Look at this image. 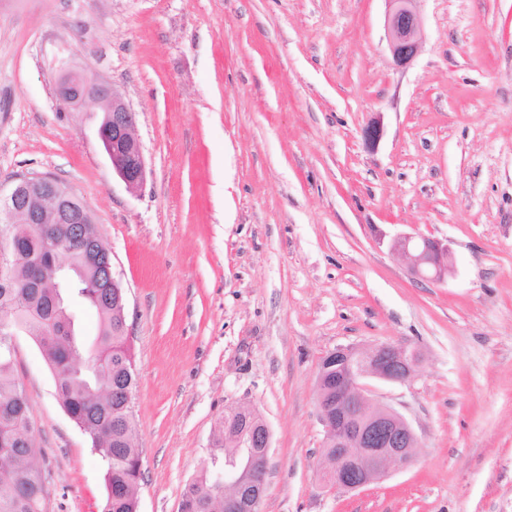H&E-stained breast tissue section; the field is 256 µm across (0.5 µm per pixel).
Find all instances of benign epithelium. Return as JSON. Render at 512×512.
<instances>
[{
  "instance_id": "obj_1",
  "label": "benign epithelium",
  "mask_w": 512,
  "mask_h": 512,
  "mask_svg": "<svg viewBox=\"0 0 512 512\" xmlns=\"http://www.w3.org/2000/svg\"><path fill=\"white\" fill-rule=\"evenodd\" d=\"M385 30L395 65L411 63L418 52L420 16L409 7L412 0H388ZM61 101L79 106L87 98L101 104L102 118L96 137L112 164V172L132 191L146 179V165L136 137V113L120 93L88 76L84 71L62 67L56 83ZM9 223L46 224L53 217L56 224H72L70 234L83 233L82 225L93 223L88 206L75 191L61 186L51 174L18 176L6 189L0 187V213ZM393 251L408 263L418 281L441 282L448 274V248L420 235H400L392 242ZM61 284L77 287L73 267L60 262L48 252ZM343 369L336 378V399L319 398V410L325 438L336 441L334 453L325 459L324 480L339 491L356 492L385 477L390 469H403L413 458L417 436L395 409L381 404L370 405L365 380L404 384L416 373L419 354L406 346L381 344L369 349L339 347L326 355ZM236 451L224 457L223 473L217 477L224 486V512H240L245 498L258 506L264 497L265 482L248 484L245 478L267 470L270 431L264 428L255 435L246 428L233 427L224 419Z\"/></svg>"
}]
</instances>
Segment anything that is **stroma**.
<instances>
[{"mask_svg": "<svg viewBox=\"0 0 512 512\" xmlns=\"http://www.w3.org/2000/svg\"><path fill=\"white\" fill-rule=\"evenodd\" d=\"M414 7L399 68L387 0H0V184L57 175L112 252L138 512H180L236 403L270 431L261 512H512V0ZM65 61L136 112L139 190L93 134L98 103L58 100ZM401 234L447 245L444 281L412 277ZM383 343L422 355L410 383L367 381L414 429L413 460L326 488L321 361ZM12 359L44 512H101L104 464L30 336ZM385 30L388 46L396 66L411 63L418 52V33L422 27L420 16L409 7L412 0H388Z\"/></svg>", "mask_w": 512, "mask_h": 512, "instance_id": "35a3bbf8", "label": "stroma"}]
</instances>
